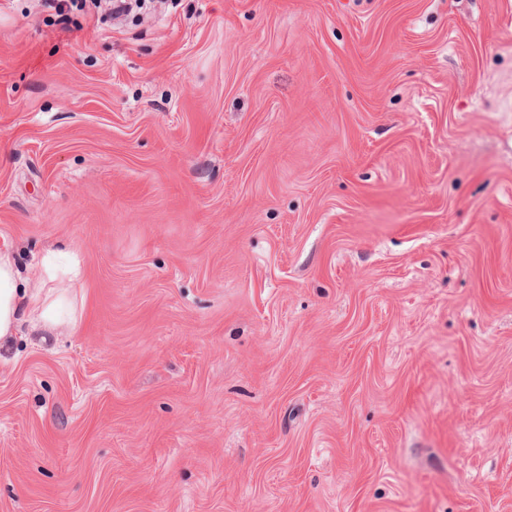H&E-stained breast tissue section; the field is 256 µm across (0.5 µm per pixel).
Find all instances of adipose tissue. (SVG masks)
Wrapping results in <instances>:
<instances>
[{"mask_svg": "<svg viewBox=\"0 0 512 512\" xmlns=\"http://www.w3.org/2000/svg\"><path fill=\"white\" fill-rule=\"evenodd\" d=\"M18 279L15 253L0 249V340L15 336L25 326L33 332L52 333L77 327L80 315L71 288H21Z\"/></svg>", "mask_w": 512, "mask_h": 512, "instance_id": "adipose-tissue-1", "label": "adipose tissue"}]
</instances>
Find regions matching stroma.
<instances>
[{"label":"stroma","mask_w":512,"mask_h":512,"mask_svg":"<svg viewBox=\"0 0 512 512\" xmlns=\"http://www.w3.org/2000/svg\"><path fill=\"white\" fill-rule=\"evenodd\" d=\"M0 512H512V0H0ZM18 279L16 254L0 249V340L15 336L24 324L30 332L59 333L77 327L81 313L71 288H18Z\"/></svg>","instance_id":"stroma-1"}]
</instances>
